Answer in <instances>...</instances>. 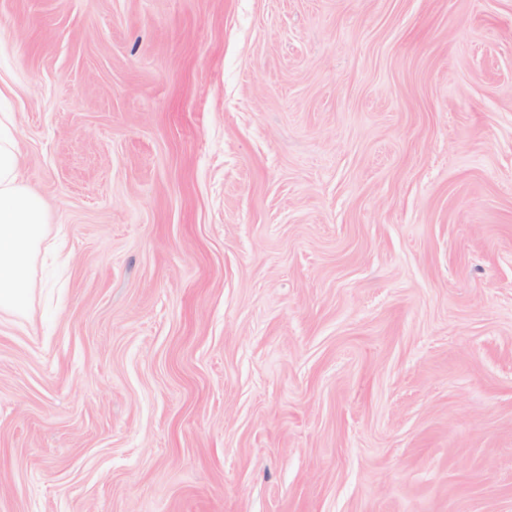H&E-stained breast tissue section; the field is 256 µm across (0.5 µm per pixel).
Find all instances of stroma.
Returning a JSON list of instances; mask_svg holds the SVG:
<instances>
[{
    "label": "stroma",
    "mask_w": 512,
    "mask_h": 512,
    "mask_svg": "<svg viewBox=\"0 0 512 512\" xmlns=\"http://www.w3.org/2000/svg\"><path fill=\"white\" fill-rule=\"evenodd\" d=\"M0 82V512H512V0H0ZM13 121L0 114V319L28 307L39 245L48 230L42 200L22 181Z\"/></svg>",
    "instance_id": "stroma-1"
}]
</instances>
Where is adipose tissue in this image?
Returning a JSON list of instances; mask_svg holds the SVG:
<instances>
[{"label":"adipose tissue","mask_w":512,"mask_h":512,"mask_svg":"<svg viewBox=\"0 0 512 512\" xmlns=\"http://www.w3.org/2000/svg\"><path fill=\"white\" fill-rule=\"evenodd\" d=\"M13 121L0 114V316L18 315L32 295L35 260L48 230L42 200L22 181Z\"/></svg>","instance_id":"ef3b65f1"}]
</instances>
